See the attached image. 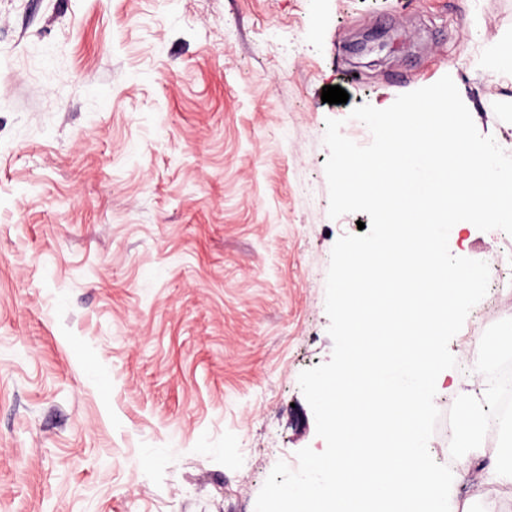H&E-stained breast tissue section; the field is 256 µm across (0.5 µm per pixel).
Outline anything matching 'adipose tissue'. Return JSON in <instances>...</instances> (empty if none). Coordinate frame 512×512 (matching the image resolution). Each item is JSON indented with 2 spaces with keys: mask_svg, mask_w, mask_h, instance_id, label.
Here are the masks:
<instances>
[{
  "mask_svg": "<svg viewBox=\"0 0 512 512\" xmlns=\"http://www.w3.org/2000/svg\"><path fill=\"white\" fill-rule=\"evenodd\" d=\"M483 361L474 364L472 376L474 383L467 394V402L459 413L458 445L465 448L466 454L460 462L462 472L478 470L480 478L487 483L512 485V448H506L503 454L484 458L480 439L486 425L483 404L490 395V388L483 382L485 358L502 350H512V321L506 322L497 336L482 343Z\"/></svg>",
  "mask_w": 512,
  "mask_h": 512,
  "instance_id": "ef3b65f1",
  "label": "adipose tissue"
}]
</instances>
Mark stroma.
Wrapping results in <instances>:
<instances>
[{
	"instance_id": "obj_1",
	"label": "stroma",
	"mask_w": 512,
	"mask_h": 512,
	"mask_svg": "<svg viewBox=\"0 0 512 512\" xmlns=\"http://www.w3.org/2000/svg\"><path fill=\"white\" fill-rule=\"evenodd\" d=\"M512 0H0V512H255L323 452L298 377L333 352L327 118L451 76L512 154ZM349 99L329 104L322 88ZM488 291L449 343L431 457L452 512Z\"/></svg>"
}]
</instances>
